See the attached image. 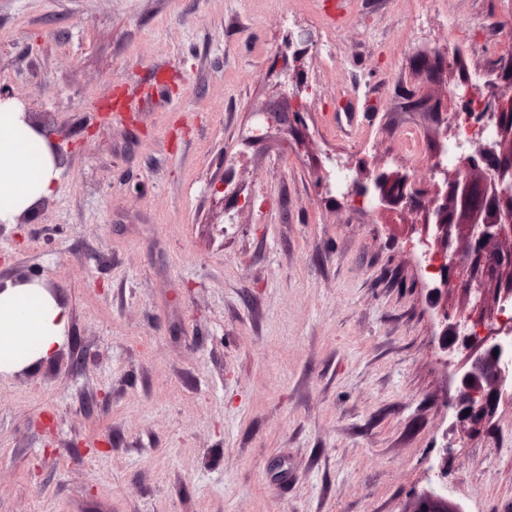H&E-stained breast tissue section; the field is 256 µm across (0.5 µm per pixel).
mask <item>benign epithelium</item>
I'll list each match as a JSON object with an SVG mask.
<instances>
[{
  "label": "benign epithelium",
  "mask_w": 512,
  "mask_h": 512,
  "mask_svg": "<svg viewBox=\"0 0 512 512\" xmlns=\"http://www.w3.org/2000/svg\"><path fill=\"white\" fill-rule=\"evenodd\" d=\"M314 46L306 29L288 35V48L293 50L296 63ZM434 60L438 63L434 75L438 82L448 85L447 94L455 103V111L467 113L475 126L491 121L493 140L469 139L458 169L432 166L425 183L406 171L375 165L351 179L346 196L362 203L371 198L378 209L422 213L424 223L432 226L433 242H423L421 256L427 261L425 270L431 275L433 298L439 300L448 294L450 283L478 295L482 304L489 290L496 291L494 306L476 318L453 317L446 305L437 312L443 360H451L450 338L468 353V368L459 379L454 412L456 427L469 432L492 416L503 394V383L512 376V366L502 359V341L512 342V328L501 318V302L512 298V149L505 148V141L512 138V93L501 90L503 84L512 88V41L483 73L491 89L484 98L477 96L475 84L468 78L448 84V72L456 68V63L448 59L445 49L424 56L422 63L430 67ZM289 111L286 102L278 111L262 109L253 113L257 125L254 137H262L264 125L280 121L281 113ZM431 472L430 485L420 495L424 507L413 512H461L448 506L443 491L448 449L439 453Z\"/></svg>",
  "instance_id": "1"
}]
</instances>
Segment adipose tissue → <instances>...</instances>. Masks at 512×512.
Returning a JSON list of instances; mask_svg holds the SVG:
<instances>
[{
    "label": "adipose tissue",
    "mask_w": 512,
    "mask_h": 512,
    "mask_svg": "<svg viewBox=\"0 0 512 512\" xmlns=\"http://www.w3.org/2000/svg\"><path fill=\"white\" fill-rule=\"evenodd\" d=\"M62 174L42 130L0 97V223L14 224L55 191ZM69 321L41 280L0 292V374L55 359Z\"/></svg>",
    "instance_id": "1"
}]
</instances>
